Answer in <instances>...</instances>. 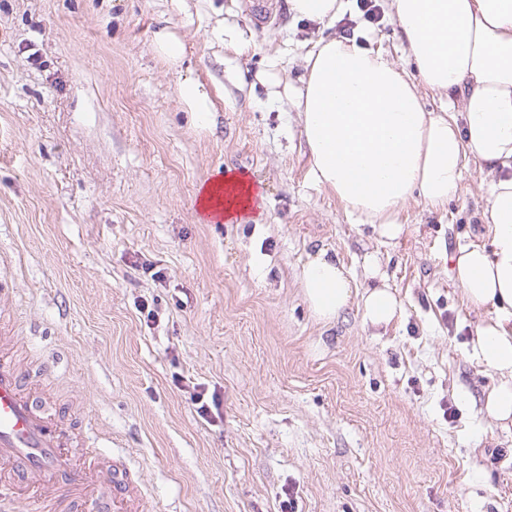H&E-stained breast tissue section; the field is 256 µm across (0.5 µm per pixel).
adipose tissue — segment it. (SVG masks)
<instances>
[{
	"label": "adipose tissue",
	"mask_w": 512,
	"mask_h": 512,
	"mask_svg": "<svg viewBox=\"0 0 512 512\" xmlns=\"http://www.w3.org/2000/svg\"><path fill=\"white\" fill-rule=\"evenodd\" d=\"M390 9L419 81L345 37L318 41L298 82L277 71L261 81L301 117L311 181L385 238L401 234L397 217L411 200L445 207L465 161L487 168V239L459 247L451 266L465 300L490 311L476 329L472 356L497 377L487 414L512 430V0H390ZM422 85L461 102V111H425ZM254 198L252 183L231 173L203 189L199 209L227 220L247 213ZM301 280L320 322L355 300L365 321L379 327L401 308L384 283L354 298L348 269L323 250L303 266Z\"/></svg>",
	"instance_id": "adipose-tissue-1"
}]
</instances>
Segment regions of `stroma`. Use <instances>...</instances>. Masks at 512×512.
I'll return each instance as SVG.
<instances>
[{
	"instance_id": "35a3bbf8",
	"label": "stroma",
	"mask_w": 512,
	"mask_h": 512,
	"mask_svg": "<svg viewBox=\"0 0 512 512\" xmlns=\"http://www.w3.org/2000/svg\"><path fill=\"white\" fill-rule=\"evenodd\" d=\"M389 2L372 23L276 0L259 25L253 0H0V318L27 388L92 428L153 512H512V432L470 355L484 314L449 265L482 236L488 172L468 162L448 205L409 202L386 239L310 182L296 111L255 79L275 55L298 79L330 36L414 72ZM187 78L206 118L179 96ZM228 172L260 207L206 222L198 190ZM322 249L361 291L376 256L400 315L316 321L301 269ZM199 392L218 402L206 419ZM156 48L159 55L171 64L179 63L185 50L178 38L165 31L156 34ZM180 95L189 111L193 112L198 118L201 119L207 112H210L208 97L195 80L188 79L184 81L180 86Z\"/></svg>"
}]
</instances>
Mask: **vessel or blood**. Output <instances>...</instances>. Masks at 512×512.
Here are the masks:
<instances>
[{
  "mask_svg": "<svg viewBox=\"0 0 512 512\" xmlns=\"http://www.w3.org/2000/svg\"><path fill=\"white\" fill-rule=\"evenodd\" d=\"M72 433L62 430L39 397L26 391L15 366L0 360V490L37 504L39 512H97L104 486L112 488V512H144L130 477L100 454L72 455ZM63 483L44 498L43 487Z\"/></svg>",
  "mask_w": 512,
  "mask_h": 512,
  "instance_id": "vessel-or-blood-1",
  "label": "vessel or blood"
}]
</instances>
